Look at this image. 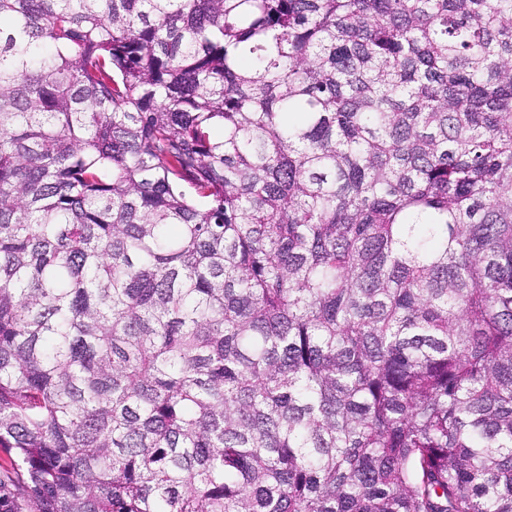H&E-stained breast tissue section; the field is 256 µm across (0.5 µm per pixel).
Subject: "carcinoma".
<instances>
[{
  "instance_id": "cac0c4a2",
  "label": "carcinoma",
  "mask_w": 512,
  "mask_h": 512,
  "mask_svg": "<svg viewBox=\"0 0 512 512\" xmlns=\"http://www.w3.org/2000/svg\"><path fill=\"white\" fill-rule=\"evenodd\" d=\"M0 512H512V0H0Z\"/></svg>"
}]
</instances>
